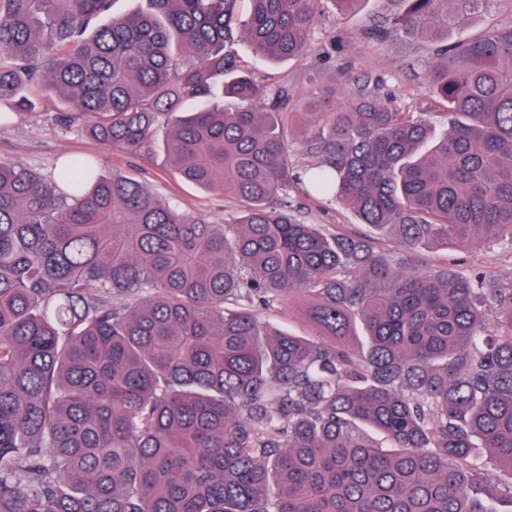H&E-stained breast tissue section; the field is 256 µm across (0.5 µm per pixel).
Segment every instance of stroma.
<instances>
[{"label":"stroma","instance_id":"obj_1","mask_svg":"<svg viewBox=\"0 0 512 512\" xmlns=\"http://www.w3.org/2000/svg\"><path fill=\"white\" fill-rule=\"evenodd\" d=\"M380 13L379 0H358L352 10L344 13L326 5L311 34L316 55L308 59L266 62L255 57L238 38L228 41L227 48L238 65L258 80L272 86L288 83L294 109H302L307 95L318 86L333 84L344 75L348 81L341 89L339 103H348L356 91L366 87L397 106L422 113L436 134H443L448 128L447 121L433 103L427 73L432 47L397 37L381 45L364 39L363 31ZM76 152L96 156L104 173L138 181L158 198L208 223L230 221L242 209V201L230 192H205L183 181L168 168L164 156L146 159L103 147L79 126L57 123L54 113L39 109L25 112L0 128L2 162H19L47 174L54 171L66 154ZM278 204L292 211L301 223L319 224L332 233H349L360 227L352 210L310 196L299 185L290 187ZM416 260L421 270L449 262L463 267L476 265L501 279L512 280V253L499 247L472 254L425 248Z\"/></svg>","mask_w":512,"mask_h":512}]
</instances>
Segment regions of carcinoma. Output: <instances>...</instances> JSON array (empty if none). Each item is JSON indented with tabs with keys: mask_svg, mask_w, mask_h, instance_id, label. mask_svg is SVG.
<instances>
[{
	"mask_svg": "<svg viewBox=\"0 0 512 512\" xmlns=\"http://www.w3.org/2000/svg\"><path fill=\"white\" fill-rule=\"evenodd\" d=\"M147 2L103 23L112 0H0V126L40 88L246 206L209 224L84 153L0 162V512H512V280L415 268L512 251V24L448 45L499 0H380L370 40L437 46L435 142L365 90L290 112L226 51L311 54L325 0ZM296 181L401 251L297 222L275 204ZM298 301L309 335L258 318ZM417 268L426 270L433 265L443 263L460 264L459 267L476 265L484 271H490L504 280H512V254L507 250L494 247L478 253L464 254L458 251H448V255L441 249H422L416 256Z\"/></svg>",
	"mask_w": 512,
	"mask_h": 512,
	"instance_id": "1",
	"label": "carcinoma"
}]
</instances>
